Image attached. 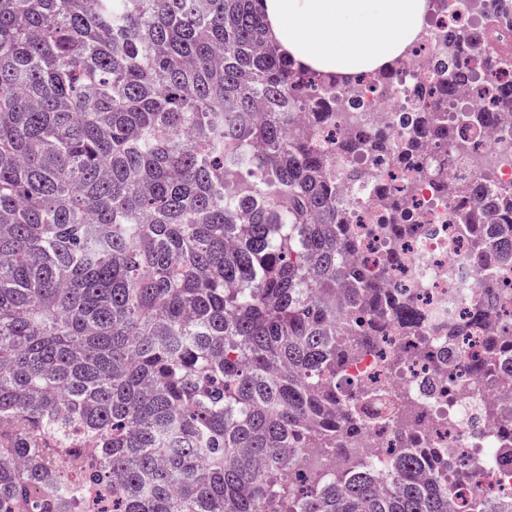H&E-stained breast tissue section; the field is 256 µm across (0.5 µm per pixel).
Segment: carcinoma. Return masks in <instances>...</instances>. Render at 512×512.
<instances>
[{
	"instance_id": "1",
	"label": "carcinoma",
	"mask_w": 512,
	"mask_h": 512,
	"mask_svg": "<svg viewBox=\"0 0 512 512\" xmlns=\"http://www.w3.org/2000/svg\"><path fill=\"white\" fill-rule=\"evenodd\" d=\"M312 73L264 0H0V512H449L447 462L408 445L383 483L351 448L372 396L348 367L423 315L391 264L347 259L313 147L330 108L286 132ZM460 132L430 107L416 136ZM411 144L339 150L401 164ZM431 185L474 199L456 219L477 253L512 255V223L495 243L483 222L494 193ZM384 202L395 241L414 218ZM482 287L471 321L501 327L467 371L509 392L512 322ZM393 421L420 417L399 398ZM61 461L112 497L87 504Z\"/></svg>"
}]
</instances>
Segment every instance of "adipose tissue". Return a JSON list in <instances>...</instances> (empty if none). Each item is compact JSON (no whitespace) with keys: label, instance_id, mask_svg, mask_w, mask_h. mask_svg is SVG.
I'll use <instances>...</instances> for the list:
<instances>
[{"label":"adipose tissue","instance_id":"ef3b65f1","mask_svg":"<svg viewBox=\"0 0 512 512\" xmlns=\"http://www.w3.org/2000/svg\"><path fill=\"white\" fill-rule=\"evenodd\" d=\"M266 8L272 38L296 61L355 76L405 54L426 0H266Z\"/></svg>","mask_w":512,"mask_h":512}]
</instances>
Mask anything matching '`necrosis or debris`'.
I'll use <instances>...</instances> for the list:
<instances>
[{"mask_svg":"<svg viewBox=\"0 0 512 512\" xmlns=\"http://www.w3.org/2000/svg\"><path fill=\"white\" fill-rule=\"evenodd\" d=\"M458 32L468 34L473 45L467 74L451 94V113L459 118L484 111L498 88L512 83V0H503L495 11L490 0H427L419 38L391 71H374L347 82L321 77L305 95L336 104L335 114L317 135L332 174L343 176L357 164L367 170L355 188L357 204L345 213L357 256L373 263L398 255L389 286L411 297L426 314L421 336L430 347H447L448 326L456 324L463 330L458 348L474 357L481 354L488 330L470 326L468 305L479 297L481 283L489 279L499 290L503 309L511 312L512 264H468L471 243L455 219L460 204L448 195L434 196L425 178L445 174L452 180L481 184L486 176H493L496 188L507 192L509 204L503 215L512 221V119L466 132L459 156L443 155L433 142L419 141L409 164L401 167L369 158L356 163L335 147L336 139L354 127L384 131L395 140H404L423 110L432 105V91L455 67L448 39ZM387 192L402 196L416 219L414 233L390 248L381 244L383 195ZM395 359L401 363L397 373L389 369ZM348 373L366 389L415 397L425 414L422 433L426 447L469 472L466 480L447 482L454 512H478L479 503L492 497L512 498V448L503 449L498 442L499 430L512 422V399L500 407L494 420L476 418L475 408L490 399L493 385L468 378L459 361L451 363L447 373H435L417 356L413 339L395 328L376 346L363 351ZM394 435V425L378 421L370 425L366 442L357 448L382 479L393 466Z\"/></svg>","mask_w":512,"mask_h":512,"instance_id":"1","label":"necrosis or debris"}]
</instances>
